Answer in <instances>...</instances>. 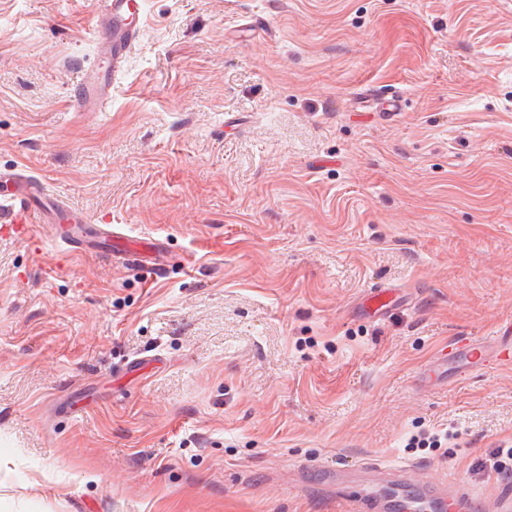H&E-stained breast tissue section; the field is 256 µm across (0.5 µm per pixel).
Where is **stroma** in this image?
Listing matches in <instances>:
<instances>
[{"mask_svg": "<svg viewBox=\"0 0 512 512\" xmlns=\"http://www.w3.org/2000/svg\"><path fill=\"white\" fill-rule=\"evenodd\" d=\"M95 2L0 0V172L177 262L0 233V512H345L301 472L368 462L512 491V363L441 354L512 323V0H144L76 112Z\"/></svg>", "mask_w": 512, "mask_h": 512, "instance_id": "stroma-1", "label": "stroma"}]
</instances>
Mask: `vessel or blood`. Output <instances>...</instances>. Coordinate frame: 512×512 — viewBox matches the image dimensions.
I'll list each match as a JSON object with an SVG mask.
<instances>
[{
	"label": "vessel or blood",
	"mask_w": 512,
	"mask_h": 512,
	"mask_svg": "<svg viewBox=\"0 0 512 512\" xmlns=\"http://www.w3.org/2000/svg\"><path fill=\"white\" fill-rule=\"evenodd\" d=\"M143 0H98L96 32L104 46L103 64L86 72L72 94V107L78 112L106 111L111 99L110 75L116 72L139 39ZM12 190L0 193V211L7 213L13 231L42 221L40 202L45 193L42 183L20 172L9 174ZM82 213H70L67 223L52 224L51 231L61 251H90L119 261L139 256L141 261L155 259L159 247L155 240L131 235L120 226L101 225L95 232L85 231ZM380 481L369 489H351L345 495L349 512H388L389 508L416 498L426 512H464L471 497L469 491L444 487L428 493L413 494L406 470L398 473L377 468Z\"/></svg>",
	"instance_id": "b4317fda"
}]
</instances>
